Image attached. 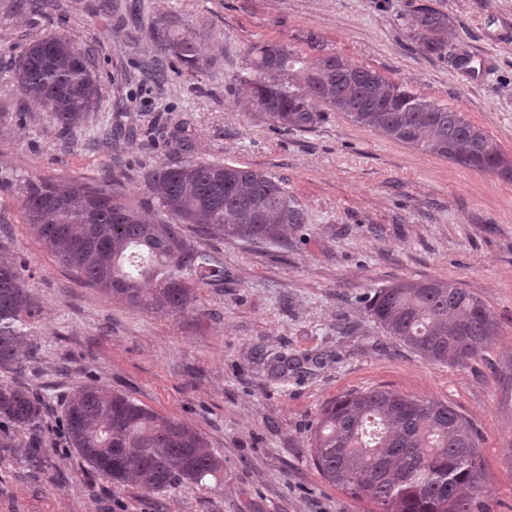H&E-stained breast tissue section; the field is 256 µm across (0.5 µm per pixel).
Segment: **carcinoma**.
<instances>
[{
    "label": "carcinoma",
    "mask_w": 512,
    "mask_h": 512,
    "mask_svg": "<svg viewBox=\"0 0 512 512\" xmlns=\"http://www.w3.org/2000/svg\"><path fill=\"white\" fill-rule=\"evenodd\" d=\"M423 52L448 47V16L424 5L405 21ZM145 36L171 65L194 74L208 67L195 38L160 19ZM248 99L255 112L285 129L309 131L325 113L342 112L396 142L498 174L512 164L500 146L463 113L431 102L376 72L328 54L308 62L283 46L255 43L246 53ZM15 81L64 131L84 127L101 101L88 51L61 34L30 41ZM176 159L145 171L143 190L155 224L114 176L107 181L28 178L17 203L25 223L64 267L114 301L164 316L195 309L200 285L224 283V263L186 236H220L279 244L305 214L279 181L248 167L197 159L185 127L167 130ZM26 267L0 259V365L19 363L32 305ZM370 316L431 363L462 366L497 336L498 322L478 297L448 280L399 281L371 298ZM26 431L40 420L29 390L0 384V420ZM65 423L72 447L114 485L158 492L202 483L221 461L203 437L131 396L83 386L70 397ZM320 474L376 512H483L485 472L470 422L452 405L387 389L345 393L326 403L312 434Z\"/></svg>",
    "instance_id": "obj_1"
}]
</instances>
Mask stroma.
<instances>
[{
	"instance_id": "1",
	"label": "stroma",
	"mask_w": 512,
	"mask_h": 512,
	"mask_svg": "<svg viewBox=\"0 0 512 512\" xmlns=\"http://www.w3.org/2000/svg\"><path fill=\"white\" fill-rule=\"evenodd\" d=\"M0 0V255H20L34 314L19 364L1 382L42 403L40 448L0 426V512H373L329 483L312 460L321 408L358 389L384 388L451 404L478 433L487 512H512V181L461 166L328 113L285 131L254 115L245 55L277 43L313 61L336 54L427 100L464 113L512 156V0ZM446 14L448 47L427 54L406 18L420 5ZM171 16L210 65L158 79L164 53L145 35ZM67 34L90 49L102 103L63 139L14 80L30 40ZM133 136L120 157L99 127ZM186 123L197 156L280 181L305 222L281 246L207 239L224 282L198 291V310L161 316L112 302L49 253L16 202L22 179L119 174L155 218L141 170L171 159L161 126ZM448 279L499 323L493 343L462 366L429 363L374 322V292L400 280ZM92 385L129 393L202 434L224 469L160 492L116 486L68 443L72 393Z\"/></svg>"
}]
</instances>
